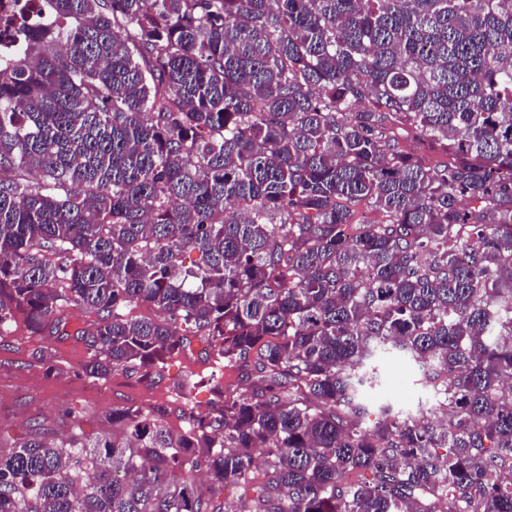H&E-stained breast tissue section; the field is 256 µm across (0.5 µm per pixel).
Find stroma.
<instances>
[{"mask_svg": "<svg viewBox=\"0 0 512 512\" xmlns=\"http://www.w3.org/2000/svg\"><path fill=\"white\" fill-rule=\"evenodd\" d=\"M177 331L188 337L191 345L169 360L160 377L152 381L122 371L105 380L87 377L83 372L87 347L78 336L36 335L19 322L0 331V448H11L35 433L56 444L75 432L95 440L111 431L113 409L127 405L165 407L167 425L183 429L187 408L203 413L209 410L212 373L233 382L238 372L223 366L214 350L203 347L202 336L192 326L181 323ZM43 349L50 352V361L39 359ZM377 365L382 385L366 393L367 404L384 400L412 414L432 406L422 368L412 358L385 353L378 357ZM189 373L197 375L199 382L185 398L176 384Z\"/></svg>", "mask_w": 512, "mask_h": 512, "instance_id": "35a3bbf8", "label": "stroma"}]
</instances>
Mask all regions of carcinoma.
<instances>
[{
    "instance_id": "cac0c4a2",
    "label": "carcinoma",
    "mask_w": 512,
    "mask_h": 512,
    "mask_svg": "<svg viewBox=\"0 0 512 512\" xmlns=\"http://www.w3.org/2000/svg\"><path fill=\"white\" fill-rule=\"evenodd\" d=\"M42 2L0 65V330L93 311L106 380L182 322L246 383L0 451V512H512V0ZM391 351L432 413L361 402Z\"/></svg>"
}]
</instances>
